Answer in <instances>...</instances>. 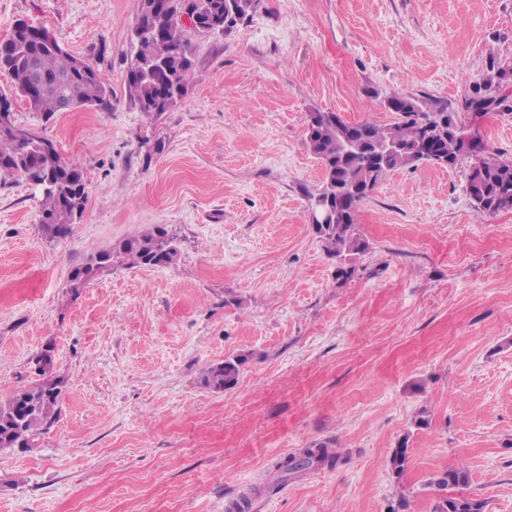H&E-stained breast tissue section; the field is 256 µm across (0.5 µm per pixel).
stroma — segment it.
I'll return each mask as SVG.
<instances>
[{"instance_id": "35a3bbf8", "label": "stroma", "mask_w": 512, "mask_h": 512, "mask_svg": "<svg viewBox=\"0 0 512 512\" xmlns=\"http://www.w3.org/2000/svg\"><path fill=\"white\" fill-rule=\"evenodd\" d=\"M139 0H0V38L42 25L93 63L107 109L16 123L80 163L87 196L49 239L40 195L0 177V400L49 353L60 412L32 448L0 450V512H432L428 480L512 512V212L466 191L474 158L389 173L360 203L369 250L348 277L307 221L323 171L307 119L395 122L392 94L512 158V112L464 101L490 55L512 54V0H263L224 32L190 35L188 95L146 117L129 96ZM162 224L179 255L121 265L72 293L89 255ZM249 354L237 386L201 383ZM428 427L415 428L420 411ZM408 438L409 466L389 459ZM320 442L342 454L281 480Z\"/></svg>"}]
</instances>
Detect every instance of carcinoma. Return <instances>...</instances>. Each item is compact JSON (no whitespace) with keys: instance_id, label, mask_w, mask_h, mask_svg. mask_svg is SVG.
<instances>
[{"instance_id":"cac0c4a2","label":"carcinoma","mask_w":512,"mask_h":512,"mask_svg":"<svg viewBox=\"0 0 512 512\" xmlns=\"http://www.w3.org/2000/svg\"><path fill=\"white\" fill-rule=\"evenodd\" d=\"M254 0H162L161 12L139 13L136 26L144 33L135 37L137 53L131 66L143 75L128 80L130 97L148 116H158L176 105L189 92L195 63L190 30L222 32L251 12ZM48 29L25 21L15 24L13 38L0 47L6 71L11 78L8 90L0 89V101L13 97L25 100L46 119L61 111L69 99L77 108L105 109L111 104L112 90L91 63L81 66L77 56ZM512 58L493 56L488 74L473 85L466 99L471 112H512ZM387 109L398 121L378 125L349 123L333 112H315L307 123L306 144L324 170L322 193H336V187L349 189L339 200L338 218L331 224H313V233L322 241L327 254L337 261L336 274H346L369 250V242L356 223L358 205L384 175L422 162L421 144L429 123L438 116L447 119L451 132L437 144L448 155V166L479 149L466 134L454 114L426 112L418 99L393 94ZM17 132L0 130V176L19 175L36 181L41 190L40 225L51 239L65 238L72 224L80 219L86 202L82 167L65 160L54 144L37 132L12 124ZM467 192L475 209L482 214L512 212V160L487 153L467 179ZM179 254L176 239L163 224H155L143 234L119 241L96 252L90 261L75 268L71 290L76 292L117 264L141 267L173 263ZM249 355L209 366L203 373L204 386L218 391L234 388ZM38 379L21 387L9 399L0 401V448H31L34 436L51 424L58 414L63 379L54 375L50 354L35 358ZM409 436L393 449L389 464L396 479H401L409 464ZM339 460L327 444L307 448L280 463L282 473L295 474L314 465L334 467ZM469 471L450 466L433 476L427 484L435 497L433 512H487V501L450 495L448 489L466 485Z\"/></svg>"}]
</instances>
